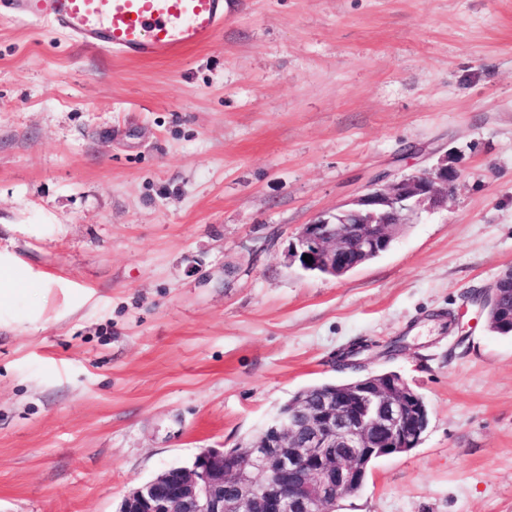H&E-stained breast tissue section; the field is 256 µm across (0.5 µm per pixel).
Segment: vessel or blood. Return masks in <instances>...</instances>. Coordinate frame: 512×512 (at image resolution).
<instances>
[{
  "label": "vessel or blood",
  "instance_id": "vessel-or-blood-1",
  "mask_svg": "<svg viewBox=\"0 0 512 512\" xmlns=\"http://www.w3.org/2000/svg\"><path fill=\"white\" fill-rule=\"evenodd\" d=\"M0 17L50 23L87 50L163 59L209 44L224 0H0Z\"/></svg>",
  "mask_w": 512,
  "mask_h": 512
}]
</instances>
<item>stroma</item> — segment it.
<instances>
[{"instance_id":"stroma-1","label":"stroma","mask_w":512,"mask_h":512,"mask_svg":"<svg viewBox=\"0 0 512 512\" xmlns=\"http://www.w3.org/2000/svg\"><path fill=\"white\" fill-rule=\"evenodd\" d=\"M445 154L447 208L387 252L289 261ZM511 266L512 0H224L212 42L140 61L0 20V512H117L358 341L430 420L334 512H512V335L474 301Z\"/></svg>"}]
</instances>
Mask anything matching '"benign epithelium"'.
<instances>
[{
	"mask_svg": "<svg viewBox=\"0 0 512 512\" xmlns=\"http://www.w3.org/2000/svg\"><path fill=\"white\" fill-rule=\"evenodd\" d=\"M460 177L446 154L397 178L379 173L349 202L303 225L288 259L305 271L343 277L386 252L414 216L444 208ZM511 289L512 268L484 289L482 310L501 307ZM418 401L400 376L333 386L289 404L240 449L204 448L192 467L163 470L129 491L119 512H329L362 489L370 462L420 443Z\"/></svg>",
	"mask_w": 512,
	"mask_h": 512,
	"instance_id": "obj_1",
	"label": "benign epithelium"
}]
</instances>
